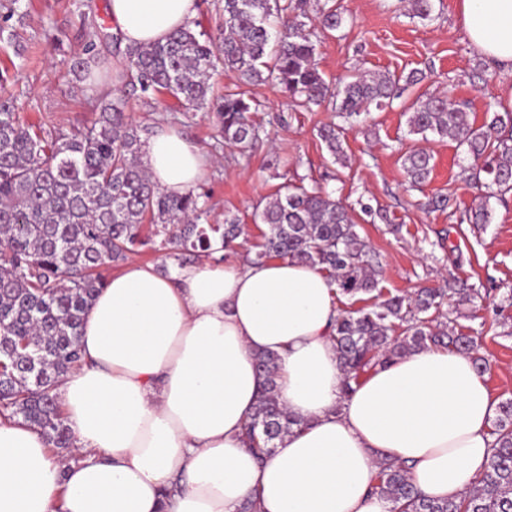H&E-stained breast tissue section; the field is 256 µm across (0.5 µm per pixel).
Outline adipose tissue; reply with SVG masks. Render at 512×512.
<instances>
[{
  "mask_svg": "<svg viewBox=\"0 0 512 512\" xmlns=\"http://www.w3.org/2000/svg\"><path fill=\"white\" fill-rule=\"evenodd\" d=\"M199 0H110L124 45L162 43ZM464 30L512 71V0H458ZM143 162L164 193L203 180L209 158L169 131ZM338 289L291 259L227 251L160 274L129 261L84 315L82 364L57 387L74 459L22 421L0 420V512H389L381 460L410 467L422 496L460 497L487 470L497 402L471 355L409 353L342 394L332 330ZM278 354L279 399L301 425L258 461L241 439Z\"/></svg>",
  "mask_w": 512,
  "mask_h": 512,
  "instance_id": "ef3b65f1",
  "label": "adipose tissue"
}]
</instances>
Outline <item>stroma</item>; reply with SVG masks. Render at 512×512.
I'll list each match as a JSON object with an SVG mask.
<instances>
[{
    "label": "stroma",
    "mask_w": 512,
    "mask_h": 512,
    "mask_svg": "<svg viewBox=\"0 0 512 512\" xmlns=\"http://www.w3.org/2000/svg\"><path fill=\"white\" fill-rule=\"evenodd\" d=\"M433 4L431 19L422 21L411 17L409 0H307L308 29L327 80L361 71L424 75L393 107L371 110L344 131V160H333L318 137L319 128L336 118L331 107H296L270 82L251 89L261 103L255 119L269 137L247 157L217 140L213 107L185 112L162 94L148 104L128 98L126 110L137 124L179 130L212 158L202 183L209 221L220 224L225 215H237L248 227L241 249L261 240L262 227L252 217L256 204L275 196L285 181L302 179L320 183L353 207L357 230L379 263L383 293L410 295L443 286L451 276L478 288L480 300H450L441 312L453 327L475 333L491 365L486 385L502 402L512 398V192L501 201L490 199L489 223L470 224L464 212L479 203L481 193L469 179L474 161L462 147L431 137L426 147L434 167L419 191L408 188L399 157L418 144L406 125L409 107L446 98L466 104L478 127L492 113H505L501 95L512 87V75L492 67L468 40L456 0ZM326 5L344 13L341 28L321 27ZM1 21L16 34L14 41H0V73L9 76L4 93L13 98L22 123L71 131L96 118L100 89L122 87L115 73L94 86L71 70L91 27L109 24V0H0ZM436 193L448 194L450 207L425 210L426 198ZM377 209L386 219L374 217Z\"/></svg>",
    "instance_id": "stroma-1"
}]
</instances>
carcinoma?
Wrapping results in <instances>:
<instances>
[{"mask_svg":"<svg viewBox=\"0 0 512 512\" xmlns=\"http://www.w3.org/2000/svg\"><path fill=\"white\" fill-rule=\"evenodd\" d=\"M223 11L216 40L188 26L162 44L126 48L124 84L146 103L165 91L188 112L208 104L217 68L235 73L239 85L216 104L215 125L224 143L242 156L262 133L251 119L260 103L249 86L273 78L295 105L309 109L328 103L346 122L398 97L400 78L389 72L334 83L324 78L303 21L304 0H224ZM343 21L336 8L321 12L325 29L336 30ZM100 66L91 38L74 67L88 74ZM97 100V120L63 133L23 125L11 99L0 97V417L36 427L52 449L72 447L54 389L80 366L83 316L106 283L103 268L145 247L182 265L210 256L213 242L227 248L244 234L235 215L224 216L222 224L208 222L206 192H161L141 160L143 136L153 130L135 124L125 100L111 91H101ZM407 125L423 140L452 138L480 162L471 178L487 189L485 198L512 191L511 114L496 113L474 128L466 105L429 98L407 113ZM341 132L332 123L318 130L334 159L344 156ZM432 160L423 149L402 154L411 186L428 180ZM283 189L255 207V219L267 230L246 259L296 260L327 273L340 293L374 299L371 307L336 320L332 340L343 371L342 395L376 367L417 350L475 351L474 336L455 332L430 311L439 309L446 296L472 301L477 289L455 280L441 291L383 294L352 209L316 184L286 182ZM465 216L472 224L489 223L488 203L465 210ZM256 368L263 388L244 426V442L262 458L301 421L279 402L278 356H257ZM499 413L489 468L458 499H426L405 467L381 461L376 490L390 512H512V399L499 405Z\"/></svg>","mask_w":512,"mask_h":512,"instance_id":"cac0c4a2","label":"carcinoma"}]
</instances>
